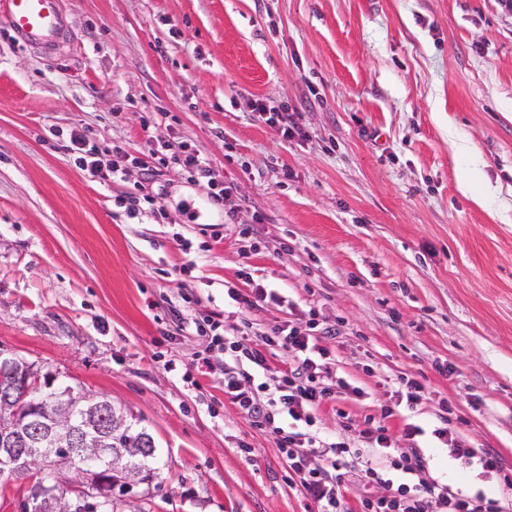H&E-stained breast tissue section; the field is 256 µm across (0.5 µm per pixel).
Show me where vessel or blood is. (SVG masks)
Listing matches in <instances>:
<instances>
[{
    "label": "vessel or blood",
    "instance_id": "b4317fda",
    "mask_svg": "<svg viewBox=\"0 0 512 512\" xmlns=\"http://www.w3.org/2000/svg\"><path fill=\"white\" fill-rule=\"evenodd\" d=\"M0 21L25 48L56 53L68 39L61 0H0Z\"/></svg>",
    "mask_w": 512,
    "mask_h": 512
}]
</instances>
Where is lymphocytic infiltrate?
Instances as JSON below:
<instances>
[{"label":"lymphocytic infiltrate","mask_w":512,"mask_h":512,"mask_svg":"<svg viewBox=\"0 0 512 512\" xmlns=\"http://www.w3.org/2000/svg\"><path fill=\"white\" fill-rule=\"evenodd\" d=\"M66 149L73 164L101 180H123L125 172L113 164L116 156L126 157L140 170L142 181L136 192L121 197L128 214L140 212L151 202V189L164 168L178 167L188 179L204 187L217 205L231 196L224 178L198 150L186 149L171 155L165 144H147L142 155H130L125 142L100 149L82 126L70 128ZM228 295L243 312L236 335H226L224 320L216 312L197 308L174 311L178 326H190L208 337V353L198 356L192 366L201 374L215 371L224 376V394L248 420L251 428L274 435L285 465L289 487L300 492L317 512H512L502 499L484 495L467 496L438 483L428 471L427 461L414 442L421 427L408 423L395 428V415L386 407L380 416L354 418L341 405L343 396L359 395V387L330 370L329 341L341 334L340 325H320L316 318L303 323L281 321L253 336L252 313L270 305H281L275 292L256 287L229 289ZM281 351L290 360L281 369L277 384H268L272 371L270 355ZM331 412L343 419L355 441L326 436L319 417ZM433 435L448 449L451 457L466 466H478L483 474L500 473L503 465L491 448L475 450L457 444L447 413H438ZM367 487L357 506H349L350 483Z\"/></svg>","instance_id":"f902f5d3"}]
</instances>
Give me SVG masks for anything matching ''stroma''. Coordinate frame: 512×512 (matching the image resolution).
<instances>
[{
	"label": "stroma",
	"mask_w": 512,
	"mask_h": 512,
	"mask_svg": "<svg viewBox=\"0 0 512 512\" xmlns=\"http://www.w3.org/2000/svg\"><path fill=\"white\" fill-rule=\"evenodd\" d=\"M63 6L71 40L50 56L0 24V354L106 396L153 434L163 483L144 512H306L221 376L166 366L208 345L175 330L169 308L191 295L232 330L227 290L247 266L285 299L256 331L312 309L343 320L336 373L363 391L346 409L379 414L399 377L421 376L429 398L408 420L425 430L431 476L512 500L430 434L449 404L462 447L494 449L512 471V12L498 0ZM258 99L295 109L303 136L284 139ZM73 126L101 147L194 146L231 185L234 215L170 170L128 217L115 199L136 170L115 183L75 168L48 137ZM257 213L255 247L235 227ZM188 259L193 277L176 274Z\"/></svg>",
	"instance_id": "stroma-1"
}]
</instances>
